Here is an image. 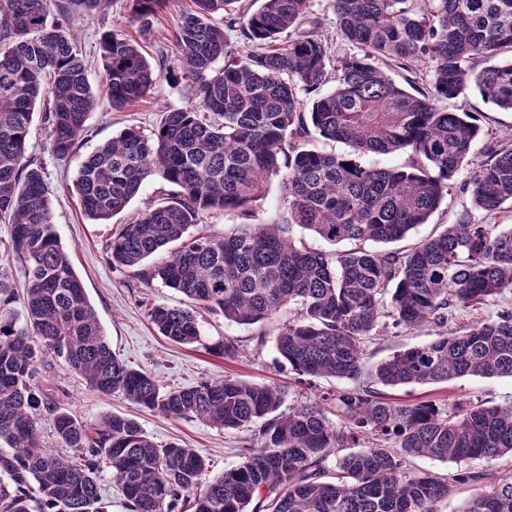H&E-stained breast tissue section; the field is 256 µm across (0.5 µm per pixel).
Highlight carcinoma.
I'll use <instances>...</instances> for the list:
<instances>
[{
	"instance_id": "obj_1",
	"label": "carcinoma",
	"mask_w": 512,
	"mask_h": 512,
	"mask_svg": "<svg viewBox=\"0 0 512 512\" xmlns=\"http://www.w3.org/2000/svg\"><path fill=\"white\" fill-rule=\"evenodd\" d=\"M191 2L166 68L191 103L164 113L151 134L130 126L85 156L73 183L80 207L105 222L146 182L174 187L112 237V265L139 267L144 287L158 281L237 325L291 311L276 335L277 358L301 384L335 377L349 385L289 403L283 387L232 376L166 388L117 358L53 224L45 172L28 155L30 128L43 110L53 152L72 157L92 112L147 100L157 74L138 41L107 30L103 80L90 83L71 7L93 17L103 0H0V220L11 224V249L27 277L19 295L0 273V512H108L105 470L127 512H438L455 483L476 486L458 512H512L511 477H441L408 464L512 456V404L447 410L380 391L466 376L512 379V308L448 331L458 312L512 290V229L472 213L512 203V148L473 162L476 117L444 105L475 89L512 112V57L499 59L512 54V0H331L353 47L342 57L315 34L311 0H258L251 13L234 9L240 0ZM166 3L128 0V9L145 33ZM226 26L253 44L246 55L229 50ZM392 63L410 73L426 65L428 86L396 83L384 70ZM332 80L336 87L324 90ZM318 141L353 153L322 150ZM394 153L405 154L399 166L359 161ZM465 165L471 208L409 251L385 248L428 223ZM279 173L274 222L190 232L210 211L265 198ZM295 226L349 248L299 246ZM170 245L167 260L144 267ZM148 316L174 343L199 341L191 309L158 304ZM419 327L437 336L366 366L370 343ZM53 357L101 394L228 432L257 425L258 436L210 479L195 449L158 447L132 417L113 412L88 424L49 400L33 377ZM43 420L76 460L40 447Z\"/></svg>"
}]
</instances>
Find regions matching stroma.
Listing matches in <instances>:
<instances>
[{
	"instance_id": "35a3bbf8",
	"label": "stroma",
	"mask_w": 512,
	"mask_h": 512,
	"mask_svg": "<svg viewBox=\"0 0 512 512\" xmlns=\"http://www.w3.org/2000/svg\"><path fill=\"white\" fill-rule=\"evenodd\" d=\"M188 4L189 0H170L144 36L130 18L127 0H108L102 14L78 18L73 30L87 61L90 82L96 85L102 78L98 41L102 32L109 29L140 39L152 64L174 61V34L179 16ZM188 103L181 89L172 86L166 78H159L147 101L120 112L101 109L91 114L82 155L89 154L98 144L130 125L151 133L163 113L184 108ZM462 103L467 111L478 116L482 128L474 148L476 157H483L486 149L497 141L512 142V112L495 107L475 92L468 93ZM29 154L44 169L51 191L53 222L61 242L84 283L113 352L122 361L150 372L167 387L186 388L230 375L253 383L298 389L296 375L277 361L274 351L277 329L287 321L288 312H280L260 326H235L225 322L223 315L200 308L196 311L200 342L191 346L179 345L157 332L148 317V310L159 303L184 307L188 304L187 298L159 284L144 287L137 269L113 267L108 250L113 233L146 206L163 202L171 191L169 185L159 181L145 184L125 211L102 224L83 215L73 191L79 157L62 160L54 156L49 129L42 121L33 123ZM469 175V168L460 170L429 223L419 226L398 242V249L411 248L441 231L443 225L455 222L458 213L470 204L468 194L461 190ZM230 339L240 349L239 356L234 359L224 358L222 354L224 342ZM35 382L54 402L64 405L82 420L95 422L112 412L135 416L156 444L177 443L203 455L209 464L210 476L219 475L239 460L241 432H224L195 417L160 416L124 398L102 395L92 390L61 360L52 359L39 365ZM388 394L402 402L432 401L442 407L477 400L507 405L512 403V379L463 377L448 383L399 386L389 389Z\"/></svg>"
}]
</instances>
